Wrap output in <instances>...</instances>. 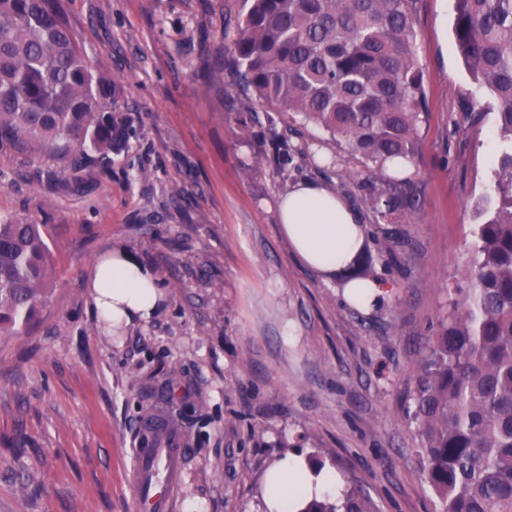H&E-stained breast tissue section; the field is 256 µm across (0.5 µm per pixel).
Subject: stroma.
I'll use <instances>...</instances> for the list:
<instances>
[{"label": "stroma", "instance_id": "stroma-1", "mask_svg": "<svg viewBox=\"0 0 512 512\" xmlns=\"http://www.w3.org/2000/svg\"><path fill=\"white\" fill-rule=\"evenodd\" d=\"M63 5L90 65L118 76L138 134L52 190L44 173L59 159L0 150V216L45 225L54 283L36 320L0 338V512H134L132 450L149 418L181 423L175 512H264V473L284 453L324 460L372 512H434L406 411L495 207L500 151L495 101L455 46V0L414 4L428 115L405 171L415 206L388 222L367 206L362 160L328 133L278 115L243 128L231 114L238 93L205 61L230 45L247 0ZM277 133L292 152L282 173ZM306 181L341 187L363 219L384 286L369 308L301 264L280 229L278 199ZM118 245L158 273L166 299L114 335L86 281Z\"/></svg>", "mask_w": 512, "mask_h": 512}]
</instances>
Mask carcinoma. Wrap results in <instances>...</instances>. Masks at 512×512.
Returning <instances> with one entry per match:
<instances>
[{
	"label": "carcinoma",
	"mask_w": 512,
	"mask_h": 512,
	"mask_svg": "<svg viewBox=\"0 0 512 512\" xmlns=\"http://www.w3.org/2000/svg\"><path fill=\"white\" fill-rule=\"evenodd\" d=\"M414 0H250L221 68L257 105L323 128L360 156L367 204L410 211L413 182L378 184L415 162L427 111L415 57ZM456 46L498 104L497 206L474 231L467 287L413 381L408 417L422 442L435 512H512V0H456ZM116 76L93 69L62 0H0V148L70 166L110 163L134 133ZM39 224L0 218V332L30 322L51 292ZM301 512H372L355 488Z\"/></svg>",
	"instance_id": "1"
}]
</instances>
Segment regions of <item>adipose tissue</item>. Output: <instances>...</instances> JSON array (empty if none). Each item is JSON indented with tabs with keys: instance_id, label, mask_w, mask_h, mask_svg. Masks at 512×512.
<instances>
[{
	"instance_id": "ef3b65f1",
	"label": "adipose tissue",
	"mask_w": 512,
	"mask_h": 512,
	"mask_svg": "<svg viewBox=\"0 0 512 512\" xmlns=\"http://www.w3.org/2000/svg\"><path fill=\"white\" fill-rule=\"evenodd\" d=\"M277 217L295 255L324 276L352 261L365 241L358 212L320 182L299 184L280 198ZM87 286L98 320L114 326L149 321L164 300L156 273L123 247L100 257L88 275ZM342 491L335 470H316L305 457L289 455L267 471L263 501L268 512H296L314 496Z\"/></svg>"
}]
</instances>
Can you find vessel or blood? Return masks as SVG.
<instances>
[{"mask_svg": "<svg viewBox=\"0 0 512 512\" xmlns=\"http://www.w3.org/2000/svg\"><path fill=\"white\" fill-rule=\"evenodd\" d=\"M183 454L177 443L160 438L135 449L131 479L138 490L137 512H171Z\"/></svg>", "mask_w": 512, "mask_h": 512, "instance_id": "1", "label": "vessel or blood"}]
</instances>
